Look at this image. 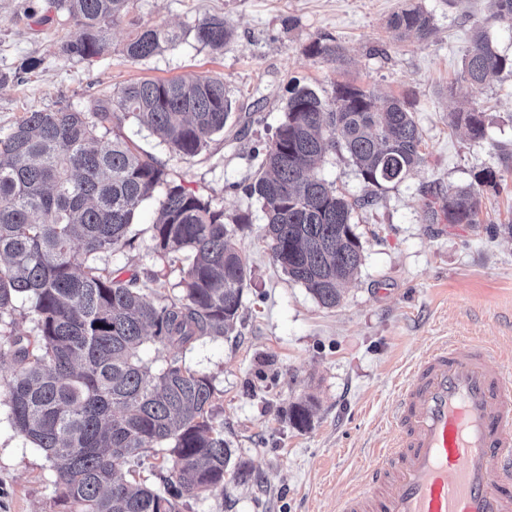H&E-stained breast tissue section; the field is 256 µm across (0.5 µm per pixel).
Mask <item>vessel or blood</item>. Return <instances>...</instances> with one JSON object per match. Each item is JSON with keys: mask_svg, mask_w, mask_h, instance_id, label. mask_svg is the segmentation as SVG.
Returning <instances> with one entry per match:
<instances>
[{"mask_svg": "<svg viewBox=\"0 0 512 512\" xmlns=\"http://www.w3.org/2000/svg\"><path fill=\"white\" fill-rule=\"evenodd\" d=\"M397 439L341 512H512V367L487 346L430 350L397 397Z\"/></svg>", "mask_w": 512, "mask_h": 512, "instance_id": "obj_1", "label": "vessel or blood"}]
</instances>
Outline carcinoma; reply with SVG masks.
I'll use <instances>...</instances> for the list:
<instances>
[{"mask_svg": "<svg viewBox=\"0 0 512 512\" xmlns=\"http://www.w3.org/2000/svg\"><path fill=\"white\" fill-rule=\"evenodd\" d=\"M76 31L62 46L69 59L89 60L108 48L112 25L133 0H51ZM493 18L512 25V0H494ZM390 25L427 36L431 16L408 3ZM232 32L206 17L198 42L221 50ZM166 25L140 27L125 45L128 58L149 59L176 45ZM313 57L334 62L339 46L316 41ZM512 58L475 28L462 64L467 86L483 85ZM231 103L217 79L183 76L127 85L85 110L27 112L0 135V358L13 362L0 382V401L14 430L43 452L67 512H179L183 500L224 489L231 451L212 416V379L172 356L157 369L139 355L151 341L183 351L199 339L236 327L250 278L237 233L250 223L186 191L172 171L141 154L124 135L133 119L178 156L198 154L224 131ZM453 124L484 138L482 111L456 112ZM421 134L410 103L339 84L329 99L298 88L244 188L266 218L264 239L288 278L323 307L341 300L358 274L362 247L351 223L353 205L317 177L319 161L345 151L368 185L399 182L421 160ZM155 200L152 239L160 258L184 254L179 291L147 299L135 270L127 277L93 263L100 254L133 247L138 205ZM481 200L472 187L448 190L431 208L450 224H475ZM34 299L35 334L18 332L17 301ZM290 419L310 424L311 402L292 405ZM150 448L167 452L160 486L136 467Z\"/></svg>", "mask_w": 512, "mask_h": 512, "instance_id": "obj_1", "label": "carcinoma"}]
</instances>
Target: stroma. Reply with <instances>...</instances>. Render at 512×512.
Here are the masks:
<instances>
[{
  "instance_id": "35a3bbf8",
  "label": "stroma",
  "mask_w": 512,
  "mask_h": 512,
  "mask_svg": "<svg viewBox=\"0 0 512 512\" xmlns=\"http://www.w3.org/2000/svg\"><path fill=\"white\" fill-rule=\"evenodd\" d=\"M431 15L429 38L400 36L389 25L405 0H134L112 28L103 56L66 58L74 27L47 0H0V135L24 113L83 109L113 90L183 75L224 83L231 114L223 133L197 155L179 157L134 120L123 131L166 164L186 190L209 199L225 220L248 213L239 236L251 276L235 331L204 338L183 361L213 379L215 425L231 451L222 491L180 504V512H339L343 499L380 464L394 438L392 405L412 367L453 340L496 349L512 362V72L449 93L485 26L497 51L512 56V27L492 19V0H418ZM208 16L232 26L216 52L195 38ZM183 32L174 47L142 61L125 44L139 26ZM342 56L312 57L319 40ZM409 100L422 134L421 163L398 183L371 188L346 152L328 154L318 174L354 202L352 223L363 264L338 306L323 308L274 262L260 205L247 197L260 163L254 151L284 118L294 86L331 97L337 84ZM477 108L486 136L453 127L451 112ZM496 185L479 184L485 171ZM478 187L479 220L432 219L428 206L449 190ZM371 204H364V197ZM155 205L143 203L133 248L97 257L112 270L136 269L148 299L182 278L183 264L154 251ZM312 403L308 428L290 422L292 404ZM247 468L252 481L237 479ZM0 512H62L42 451L18 435L0 405Z\"/></svg>"
}]
</instances>
